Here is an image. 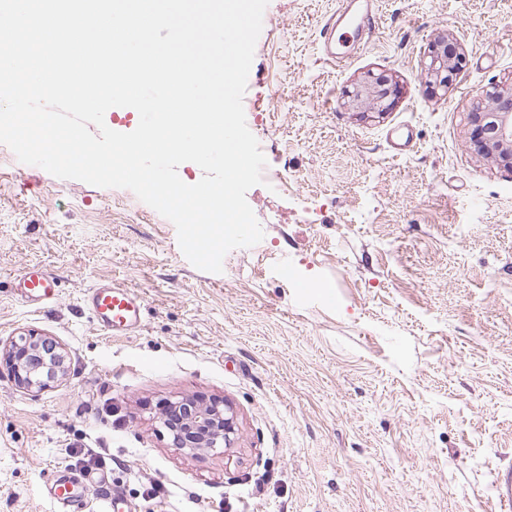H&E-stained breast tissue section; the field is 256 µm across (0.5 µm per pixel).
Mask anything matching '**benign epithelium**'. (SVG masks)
I'll return each mask as SVG.
<instances>
[{
  "instance_id": "7a95c632",
  "label": "benign epithelium",
  "mask_w": 512,
  "mask_h": 512,
  "mask_svg": "<svg viewBox=\"0 0 512 512\" xmlns=\"http://www.w3.org/2000/svg\"><path fill=\"white\" fill-rule=\"evenodd\" d=\"M429 83L446 89L465 62L457 42L437 34L428 50ZM400 94L397 84L375 76L353 86L348 92L361 112L383 115ZM469 147L476 154L512 171V81L497 84L478 98L470 113ZM62 347L51 337L30 332L0 347V365L6 366L17 387L39 391L51 386L65 372ZM179 418L170 426L161 416L162 426L171 436L172 446L187 454H199L216 448L232 447L236 416L230 405L219 399L193 400L183 397L166 404Z\"/></svg>"
}]
</instances>
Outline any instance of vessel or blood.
Instances as JSON below:
<instances>
[{"label":"vessel or blood","instance_id":"b4317fda","mask_svg":"<svg viewBox=\"0 0 512 512\" xmlns=\"http://www.w3.org/2000/svg\"><path fill=\"white\" fill-rule=\"evenodd\" d=\"M375 25L374 0H343L335 19L326 24L323 54L327 60L341 62L347 46L361 40ZM16 288L22 298L31 303H43L56 296L53 277L36 267L19 279ZM102 328L119 336L140 326L143 317L141 298L132 290L114 284L92 288L86 298ZM85 484L78 477L59 476L51 493L68 512H83ZM494 488L501 512H512V467L502 466L494 473Z\"/></svg>","mask_w":512,"mask_h":512}]
</instances>
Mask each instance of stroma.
I'll list each match as a JSON object with an SVG mask.
<instances>
[{"instance_id": "35a3bbf8", "label": "stroma", "mask_w": 512, "mask_h": 512, "mask_svg": "<svg viewBox=\"0 0 512 512\" xmlns=\"http://www.w3.org/2000/svg\"><path fill=\"white\" fill-rule=\"evenodd\" d=\"M345 61L321 57L340 0H269L246 98L283 182L251 187L258 244L208 273L175 225L122 188L57 178L0 144V342L58 341L66 372L0 369V512H62L60 474L103 477L124 512H497L512 465V172L466 146L469 114L512 80V0H376ZM466 65L429 85L434 34ZM384 115L347 97L368 75ZM41 265L56 297L23 301ZM134 289L140 327L108 335L91 288ZM228 401L231 451L171 448L166 401ZM399 94L400 88L396 83L368 75L364 81L353 86L348 97L360 112H375L380 116L387 112ZM494 488L501 512L512 510V467L502 466L494 472Z\"/></svg>"}]
</instances>
